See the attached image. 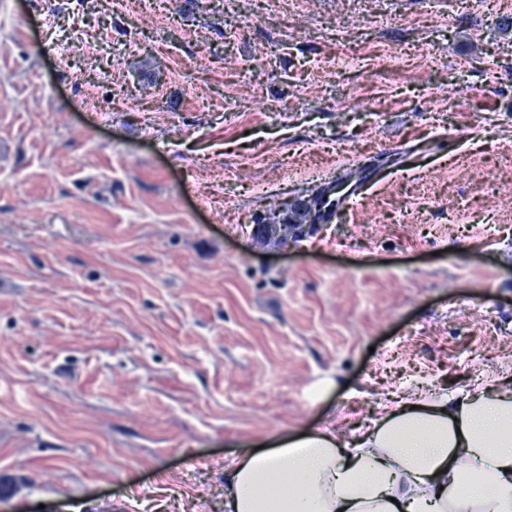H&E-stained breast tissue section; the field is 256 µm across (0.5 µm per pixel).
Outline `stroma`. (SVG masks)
I'll use <instances>...</instances> for the list:
<instances>
[{
	"label": "stroma",
	"mask_w": 512,
	"mask_h": 512,
	"mask_svg": "<svg viewBox=\"0 0 512 512\" xmlns=\"http://www.w3.org/2000/svg\"><path fill=\"white\" fill-rule=\"evenodd\" d=\"M509 197L512 0H0V512H224L511 376ZM343 190V183L340 181H334L328 189L324 190L322 199L319 201L314 198L312 202H304L301 198L300 201L288 203L285 205L286 211H282L281 214L285 216L283 224H259L261 226L270 225L275 231L283 234L288 232L292 226L289 224H315L316 223V207L323 208V204L330 200L331 195L339 193ZM327 197V200H324ZM292 202V203H291Z\"/></svg>",
	"instance_id": "stroma-1"
}]
</instances>
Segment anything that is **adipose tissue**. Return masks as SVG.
<instances>
[{"label":"adipose tissue","mask_w":512,"mask_h":512,"mask_svg":"<svg viewBox=\"0 0 512 512\" xmlns=\"http://www.w3.org/2000/svg\"><path fill=\"white\" fill-rule=\"evenodd\" d=\"M224 512H512V379L394 399L352 445L327 430L252 453Z\"/></svg>","instance_id":"obj_1"}]
</instances>
